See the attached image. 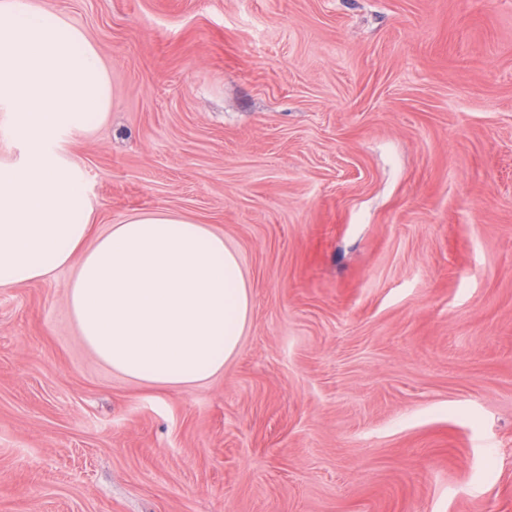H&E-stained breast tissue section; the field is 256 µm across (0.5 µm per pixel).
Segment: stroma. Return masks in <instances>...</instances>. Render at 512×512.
I'll list each match as a JSON object with an SVG mask.
<instances>
[{"mask_svg": "<svg viewBox=\"0 0 512 512\" xmlns=\"http://www.w3.org/2000/svg\"><path fill=\"white\" fill-rule=\"evenodd\" d=\"M37 2L111 76L97 230L210 225L252 316L156 391L71 270L0 288V512H512V0Z\"/></svg>", "mask_w": 512, "mask_h": 512, "instance_id": "35a3bbf8", "label": "stroma"}]
</instances>
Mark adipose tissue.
Wrapping results in <instances>:
<instances>
[{"instance_id":"1","label":"adipose tissue","mask_w":512,"mask_h":512,"mask_svg":"<svg viewBox=\"0 0 512 512\" xmlns=\"http://www.w3.org/2000/svg\"><path fill=\"white\" fill-rule=\"evenodd\" d=\"M0 107L25 144L0 158V288L75 267L68 304L84 344L159 389L207 380L237 352L251 294L238 254L209 225L166 211L103 233L80 168L52 145L107 121L112 86L84 32L30 0H0Z\"/></svg>"}]
</instances>
